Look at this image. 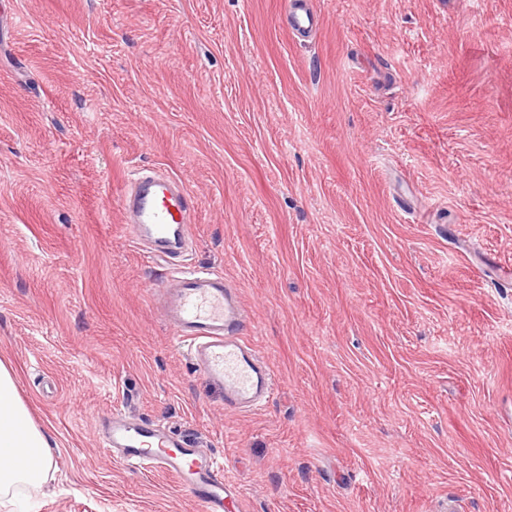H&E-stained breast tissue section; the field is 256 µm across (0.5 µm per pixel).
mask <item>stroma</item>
Listing matches in <instances>:
<instances>
[{"mask_svg":"<svg viewBox=\"0 0 512 512\" xmlns=\"http://www.w3.org/2000/svg\"><path fill=\"white\" fill-rule=\"evenodd\" d=\"M0 0V360L31 512H199L96 425L182 433L240 512H512V0ZM183 183L278 390L231 411L151 301L129 176ZM320 15L312 0H289L286 23L288 30L302 41L314 36L320 26ZM47 432L33 420L18 393L13 368L0 361V505L25 486L40 487L52 468Z\"/></svg>","mask_w":512,"mask_h":512,"instance_id":"stroma-1","label":"stroma"}]
</instances>
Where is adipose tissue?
<instances>
[{"label": "adipose tissue", "mask_w": 512, "mask_h": 512, "mask_svg": "<svg viewBox=\"0 0 512 512\" xmlns=\"http://www.w3.org/2000/svg\"><path fill=\"white\" fill-rule=\"evenodd\" d=\"M50 448L47 432L35 423L18 393L13 368L0 361V499L47 481Z\"/></svg>", "instance_id": "obj_1"}]
</instances>
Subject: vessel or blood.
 Masks as SVG:
<instances>
[{"label":"vessel or blood","mask_w":512,"mask_h":512,"mask_svg":"<svg viewBox=\"0 0 512 512\" xmlns=\"http://www.w3.org/2000/svg\"><path fill=\"white\" fill-rule=\"evenodd\" d=\"M286 23L300 40L314 36L320 16L313 0H288ZM122 206L129 235L150 240L157 259L172 265L191 246L193 202L169 176L137 177L125 186ZM153 294L174 341L207 379L223 385L225 407L241 409L273 396L274 372L248 340L251 317L222 273L173 269ZM100 441L124 465L173 475L200 512H228L240 497L207 451L155 422L112 415L101 424Z\"/></svg>","instance_id":"1"}]
</instances>
